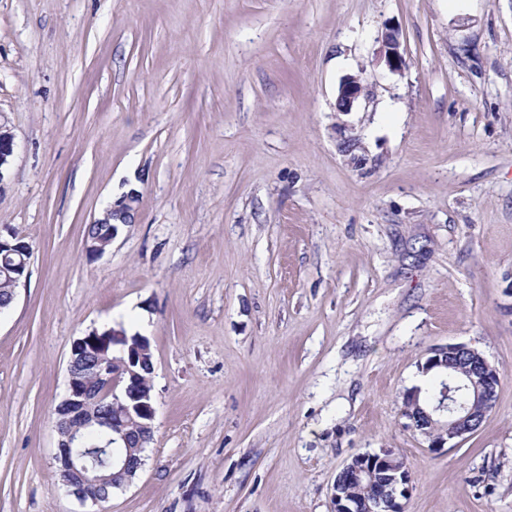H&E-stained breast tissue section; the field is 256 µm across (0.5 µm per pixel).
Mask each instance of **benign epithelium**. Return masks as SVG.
I'll return each mask as SVG.
<instances>
[{
    "mask_svg": "<svg viewBox=\"0 0 512 512\" xmlns=\"http://www.w3.org/2000/svg\"><path fill=\"white\" fill-rule=\"evenodd\" d=\"M382 47L385 63L392 72H399L405 64L400 53V31L387 27L382 35ZM361 79L350 76L342 81L337 98L338 109L348 113L362 93ZM15 150L14 135L0 124V182L4 178V168L8 165ZM137 196L127 194L113 202L105 211L104 218L95 220L97 224H107L109 220L119 219L121 224L131 220V203ZM29 272L28 261L23 259L8 273L7 278L12 292L26 283ZM112 337V344H120L121 349L131 353L135 345L129 344V338H115L111 328H93L84 336L77 338L71 348L67 367V386L65 398L56 408L54 420L59 435L56 461L60 476L64 477L62 486L65 493L83 506H90L89 512H102L106 502L100 489L106 481L103 475L90 477L87 468L77 467L76 456L79 449L85 447L84 431L91 425L89 412L91 405L110 406L116 410L132 407L143 418V422L134 423V427L146 435L154 431L155 407L153 389L142 390L138 374L130 366L114 371L110 359L102 357L90 373L84 375L75 370L76 353L87 347L90 337L98 335ZM464 359L467 366L457 367L455 372L447 374L445 384L448 389L460 390L467 395V402L461 406L450 407L441 398H436L420 408L428 424L436 430L432 436L431 448L438 450L454 441H462L476 432L494 407L497 390L501 383L499 370L482 353L465 344H446L431 350V355L419 366L427 373L434 368L448 364V359ZM127 424L112 425V440L117 446L112 448V481L128 485L136 477L144 464L145 448L129 447L126 440ZM353 484L362 493L349 501L343 494L345 487ZM411 491L409 467L399 454L390 448L378 452H366L354 456L336 477L333 485L332 501L334 512H404L402 500L408 498Z\"/></svg>",
    "mask_w": 512,
    "mask_h": 512,
    "instance_id": "7a95c632",
    "label": "benign epithelium"
}]
</instances>
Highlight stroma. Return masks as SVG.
I'll return each instance as SVG.
<instances>
[{"label": "stroma", "mask_w": 512, "mask_h": 512, "mask_svg": "<svg viewBox=\"0 0 512 512\" xmlns=\"http://www.w3.org/2000/svg\"><path fill=\"white\" fill-rule=\"evenodd\" d=\"M0 123V229L32 249L0 315V512H81L53 418L104 325L149 338L156 408L107 512H333L380 448L406 512H512V0H0ZM448 343L501 383L435 451L403 394ZM382 47L385 63L391 72H400L405 59L400 53V31L395 27H385L382 35ZM361 79L356 76L347 77L339 87L337 105L340 112H351L354 103L362 93ZM137 195L127 194L113 202L105 211L103 219H97L87 227V239L100 237L104 238L108 231L109 220L120 219L121 224H128L131 220V203L136 202Z\"/></svg>", "instance_id": "stroma-1"}]
</instances>
